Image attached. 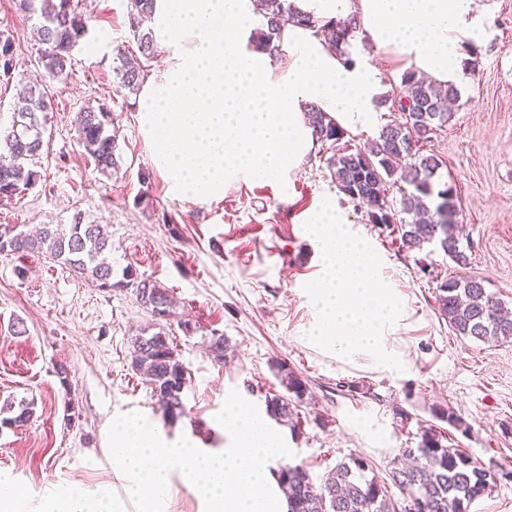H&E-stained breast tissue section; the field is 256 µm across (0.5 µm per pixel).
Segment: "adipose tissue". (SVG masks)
<instances>
[{"label": "adipose tissue", "mask_w": 512, "mask_h": 512, "mask_svg": "<svg viewBox=\"0 0 512 512\" xmlns=\"http://www.w3.org/2000/svg\"><path fill=\"white\" fill-rule=\"evenodd\" d=\"M317 20L356 17L366 41L404 68L460 85L466 47L484 34L475 0H292ZM254 0H156V41L170 52L146 78L139 124L150 161L177 197L220 199L239 180L284 181L309 151L308 106L370 132L382 93L370 63H346L311 29L288 26L280 56L253 46Z\"/></svg>", "instance_id": "ef3b65f1"}]
</instances>
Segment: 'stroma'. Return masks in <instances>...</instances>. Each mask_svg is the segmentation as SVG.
<instances>
[{
	"mask_svg": "<svg viewBox=\"0 0 512 512\" xmlns=\"http://www.w3.org/2000/svg\"><path fill=\"white\" fill-rule=\"evenodd\" d=\"M475 3L487 23L478 65L466 73L452 122L433 141L459 193L470 257L463 271L432 247L400 251L395 234L370 224L364 209L339 193L325 151L311 150L283 187L240 181L208 203L174 197L151 164L138 98H124L112 80L114 45L133 43L128 0H79L89 35L73 50L68 76L49 85L41 177L0 202V225L68 224L77 213L107 225L115 285L96 288L42 256L0 255V402L35 404L27 425L0 430V471L38 498L71 481L95 489L111 474L113 416L137 408L161 423L149 386L130 367L132 338L155 323L136 295L146 278L176 301L163 327L188 371L186 415L169 433L223 447L215 415L226 396L235 390L264 408L266 394L280 390L271 364L281 360L308 392L293 403L296 426L278 430L292 463L314 480L352 456L385 476L399 449L416 446L422 428L438 425L439 406L468 426L446 428L450 447L512 469V340L484 344L455 335L434 309L435 282L419 270L428 263L444 276L482 278L512 308V0ZM33 26L12 0H0V40L12 42L15 62L12 79L0 78L2 126L19 81L36 76ZM106 32L109 43H100ZM89 103L111 111L121 157L115 174L98 173L76 139V116ZM326 197L373 247L383 280L400 294L405 318L394 346L404 372L378 371L364 359L340 362L304 340L314 311L303 287L320 274V245L304 224ZM17 322L24 333H15ZM215 334L229 341L220 360L206 348Z\"/></svg>",
	"mask_w": 512,
	"mask_h": 512,
	"instance_id": "1",
	"label": "stroma"
}]
</instances>
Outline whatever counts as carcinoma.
Wrapping results in <instances>:
<instances>
[{"instance_id":"1","label":"carcinoma","mask_w":512,"mask_h":512,"mask_svg":"<svg viewBox=\"0 0 512 512\" xmlns=\"http://www.w3.org/2000/svg\"><path fill=\"white\" fill-rule=\"evenodd\" d=\"M156 0H129L128 27L139 57L127 56L124 45L114 48V83L130 97L140 92L155 57L158 43L150 26ZM261 24L254 31L256 48L270 55L280 53L282 27L292 24L314 29L317 20L297 11L289 0H258ZM16 9L37 17L38 65L44 78L54 81L67 76L73 49L88 35L84 14L74 0H14ZM357 30L355 18L337 19L324 26L332 45L351 56L350 39ZM13 45L0 42V76L10 80ZM402 93H393L389 111L393 119L378 136L361 148L344 142L346 132L318 106L307 112L315 142L332 151L328 168L340 193L366 209L368 221L386 230H397L399 249L408 253L429 246L439 248L457 267L465 269L470 257L455 235L459 193L453 181L444 178L445 162L424 146L448 127L454 117L449 104L459 98L451 85L438 86L406 70L401 75ZM52 109L47 85L26 84L13 105L11 125L0 129V199L10 200L29 189L38 177L44 155V133ZM111 112L101 104L85 105L76 127L79 143L97 171L119 170L117 135L110 129ZM399 186L400 199L389 198L390 188ZM112 251L111 235L104 224L87 223L81 213L69 224H44L34 233L16 226L0 227V254L23 259L44 255L65 266L97 287L112 289V264L105 254ZM137 298L157 320L175 315L176 302L166 289L143 279ZM437 313L458 336L482 343L512 340V312L475 276L446 278L435 291ZM131 368L147 378L151 393L164 418L171 423L186 415L183 394L187 370L169 342L164 329L142 331L131 340ZM271 369L285 393L266 397L267 414L276 421L292 418V399L308 392L304 380L288 364L277 360ZM34 414V402L7 399L0 404V428L21 427ZM442 431H422L415 448L399 449L401 462L388 473L389 481L368 477L369 463L362 457L340 461L317 483L301 464L277 468L278 480L288 496L290 512H470L473 503L494 491L512 470L485 465L465 451L443 444ZM396 487L402 501L390 494Z\"/></svg>"}]
</instances>
